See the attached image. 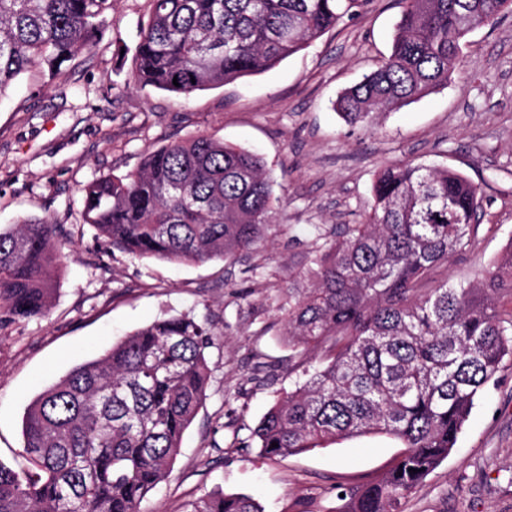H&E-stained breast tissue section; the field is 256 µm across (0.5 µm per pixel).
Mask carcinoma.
<instances>
[{"label": "carcinoma", "mask_w": 512, "mask_h": 512, "mask_svg": "<svg viewBox=\"0 0 512 512\" xmlns=\"http://www.w3.org/2000/svg\"><path fill=\"white\" fill-rule=\"evenodd\" d=\"M114 2L0 0V96L36 67L67 82L65 63L93 49ZM370 2L148 0L135 77L189 98L275 67ZM404 4L388 58L336 100L351 125L447 83L464 38L512 11V0ZM478 194L455 170L390 165L375 177L364 222L314 227L325 240L308 257L315 283L288 289L281 310L288 346L318 357L252 436L269 457L364 436L400 443L381 479L342 490L341 512H399V499L448 457L512 357V309L501 305L503 293L512 297V253L467 285L438 279L475 244ZM276 203L256 154L200 135L148 153L135 173L87 184L83 219L133 258L205 263L265 246ZM58 236L48 220L0 228V328L46 312ZM429 281L435 286L423 287ZM212 342L208 323L163 317L48 386L23 419L31 468L0 461V512H141L207 399ZM187 512L264 510L217 491Z\"/></svg>", "instance_id": "1"}]
</instances>
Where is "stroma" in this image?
I'll return each instance as SVG.
<instances>
[{
  "instance_id": "obj_1",
  "label": "stroma",
  "mask_w": 512,
  "mask_h": 512,
  "mask_svg": "<svg viewBox=\"0 0 512 512\" xmlns=\"http://www.w3.org/2000/svg\"><path fill=\"white\" fill-rule=\"evenodd\" d=\"M403 0H372L273 69L185 98L134 78L136 29L147 0H117L97 46L69 62L60 84L26 73L0 100V226L47 219L65 259L43 316L0 329V461L27 465V404L72 366L170 315L209 320L207 399L186 430L166 480L142 512H185L221 490L265 512H335L338 487L377 478L398 454L386 438L342 441L265 456L251 434L303 379L299 350L283 339L281 305L307 288L314 225L364 221L378 170L448 167L479 188L475 246L444 274L469 282L512 244V14L467 37L448 83L366 127L333 104L391 50ZM208 135L261 155L278 198L265 247L240 260L173 264L106 246L82 219L83 189L136 172L146 154ZM400 512H512V360L478 399L448 457Z\"/></svg>"
}]
</instances>
